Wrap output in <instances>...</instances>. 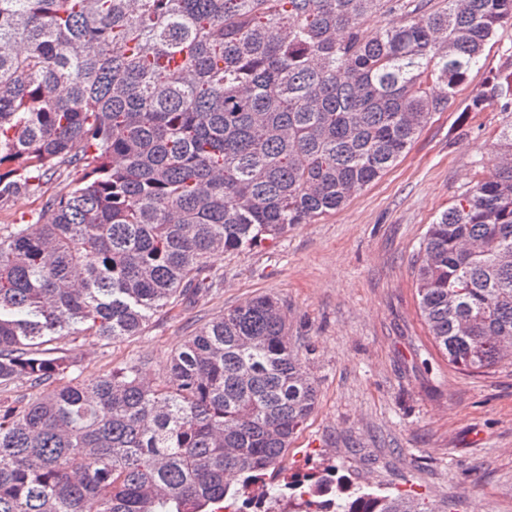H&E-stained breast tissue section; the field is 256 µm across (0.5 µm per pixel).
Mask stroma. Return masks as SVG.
<instances>
[{
  "mask_svg": "<svg viewBox=\"0 0 512 512\" xmlns=\"http://www.w3.org/2000/svg\"><path fill=\"white\" fill-rule=\"evenodd\" d=\"M512 66V27L444 111L380 179L343 209L277 242L210 259L224 282L190 306L155 316L116 343L78 338L83 375L144 361L159 378L196 327L258 294L287 308L288 333L319 387L318 405L277 464L274 483L335 466L364 491L405 492L435 512H512V365L485 373L450 366L417 308L415 266L429 224L492 161L496 105L462 119L489 72ZM82 175L63 164L38 191L0 204V220L33 224L47 199Z\"/></svg>",
  "mask_w": 512,
  "mask_h": 512,
  "instance_id": "35a3bbf8",
  "label": "stroma"
}]
</instances>
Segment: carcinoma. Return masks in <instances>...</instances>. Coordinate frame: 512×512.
<instances>
[{
    "label": "carcinoma",
    "instance_id": "carcinoma-1",
    "mask_svg": "<svg viewBox=\"0 0 512 512\" xmlns=\"http://www.w3.org/2000/svg\"><path fill=\"white\" fill-rule=\"evenodd\" d=\"M0 0V202L82 167L37 224L0 229V512H269L266 476L318 389L283 305L203 321L166 375L81 378L60 342L138 336L217 284V252L343 208L448 107L512 0ZM400 14L366 35L364 21ZM492 164L429 225L417 306L448 364L512 363V69ZM81 152H75L76 148ZM300 512H430L351 491L336 469L285 482Z\"/></svg>",
    "mask_w": 512,
    "mask_h": 512
}]
</instances>
